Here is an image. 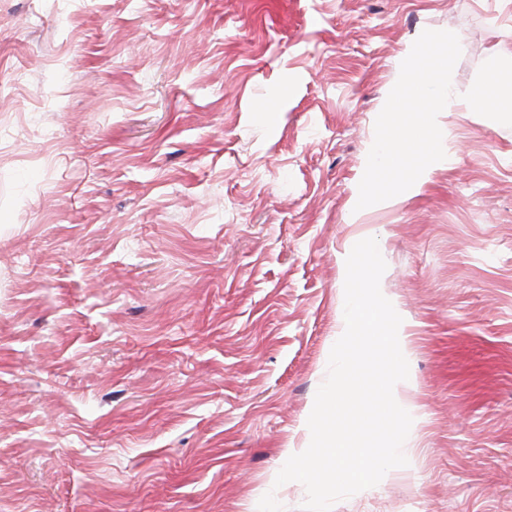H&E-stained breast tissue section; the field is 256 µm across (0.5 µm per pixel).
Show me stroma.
Listing matches in <instances>:
<instances>
[{
  "label": "stroma",
  "mask_w": 512,
  "mask_h": 512,
  "mask_svg": "<svg viewBox=\"0 0 512 512\" xmlns=\"http://www.w3.org/2000/svg\"><path fill=\"white\" fill-rule=\"evenodd\" d=\"M444 161L356 209L406 51ZM512 0H0V512H257L373 237L407 466L332 512H512ZM477 106L509 105L512 108V86L496 82L485 93L479 95L475 103Z\"/></svg>",
  "instance_id": "1"
}]
</instances>
